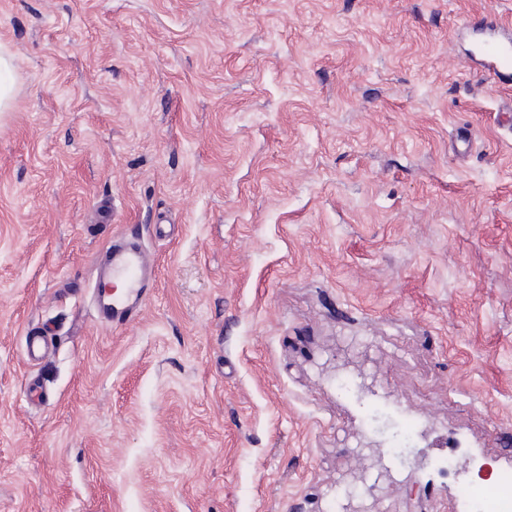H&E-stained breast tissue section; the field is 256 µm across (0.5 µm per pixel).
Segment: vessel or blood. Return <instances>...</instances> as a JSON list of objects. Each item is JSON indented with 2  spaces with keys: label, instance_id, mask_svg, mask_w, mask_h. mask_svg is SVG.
Listing matches in <instances>:
<instances>
[{
  "label": "vessel or blood",
  "instance_id": "vessel-or-blood-1",
  "mask_svg": "<svg viewBox=\"0 0 512 512\" xmlns=\"http://www.w3.org/2000/svg\"><path fill=\"white\" fill-rule=\"evenodd\" d=\"M478 26L484 35L480 53L493 75H512V30L485 18L479 20ZM146 266V257L137 245H129L113 255L108 274L95 280L100 321L116 324L141 310L145 292L142 272Z\"/></svg>",
  "mask_w": 512,
  "mask_h": 512
}]
</instances>
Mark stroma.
Returning a JSON list of instances; mask_svg holds the SVG:
<instances>
[{"mask_svg":"<svg viewBox=\"0 0 512 512\" xmlns=\"http://www.w3.org/2000/svg\"><path fill=\"white\" fill-rule=\"evenodd\" d=\"M483 16L512 0H0V512L497 497L512 86L468 58ZM119 238L155 274L113 328ZM14 95V67L12 54L0 48V112H8Z\"/></svg>","mask_w":512,"mask_h":512,"instance_id":"1","label":"stroma"}]
</instances>
